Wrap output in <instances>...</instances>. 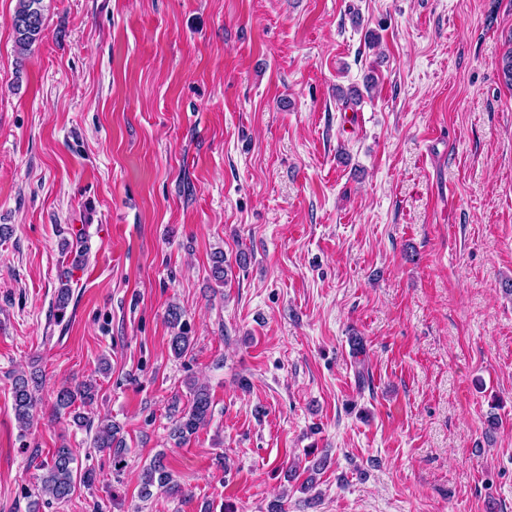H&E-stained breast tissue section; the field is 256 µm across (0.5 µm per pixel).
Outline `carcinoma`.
<instances>
[{
    "label": "carcinoma",
    "instance_id": "cac0c4a2",
    "mask_svg": "<svg viewBox=\"0 0 512 512\" xmlns=\"http://www.w3.org/2000/svg\"><path fill=\"white\" fill-rule=\"evenodd\" d=\"M43 0H16V8L12 17L17 52L21 56L29 54L32 46L41 41L45 31V15L42 9ZM184 316L180 307L172 305L167 312V323L173 330L169 345L175 357L184 356L190 349V329L182 320ZM38 375L18 374L12 382V397L15 419L22 433H27L33 425L37 406ZM185 385L190 399L186 407L180 409L172 404L173 427L171 436L182 443L189 440L201 428L206 426L212 417V399L207 386L187 379ZM98 397V387L94 382H80L74 386H63L55 398V413L72 418L73 423L92 434V448L106 452L112 456V470L120 474L125 468L129 448L123 437L121 428L110 419L93 422L80 408L91 405ZM77 459L67 445L62 444L54 449L49 461L41 464L42 475L36 486L37 496L47 497V502L65 503L70 500L78 485L90 487L95 482L93 472L81 471L76 466ZM167 494H177L180 487L175 483L172 473L165 464V454L157 453L145 467L140 495L148 499L153 490Z\"/></svg>",
    "mask_w": 512,
    "mask_h": 512
}]
</instances>
